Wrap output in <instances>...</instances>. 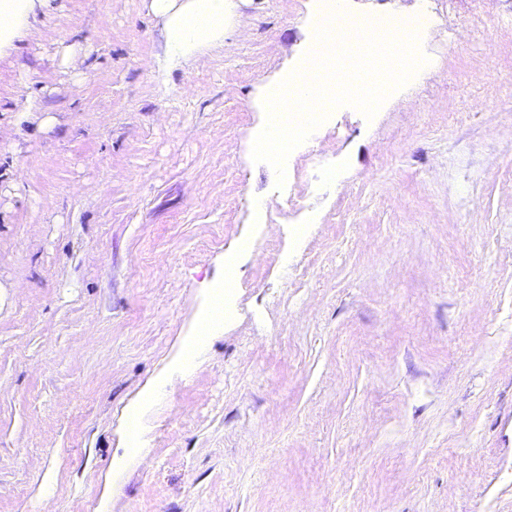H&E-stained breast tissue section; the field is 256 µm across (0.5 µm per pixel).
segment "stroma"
<instances>
[{"mask_svg":"<svg viewBox=\"0 0 512 512\" xmlns=\"http://www.w3.org/2000/svg\"><path fill=\"white\" fill-rule=\"evenodd\" d=\"M149 4L47 0L0 57V512H512V0H342L431 16L427 65L282 185L261 87L318 0H229L173 69ZM224 292L216 293L207 309L200 316L194 336L186 340L180 351V358L183 361L191 359L200 348V345L209 337L212 328L217 323L224 322Z\"/></svg>","mask_w":512,"mask_h":512,"instance_id":"stroma-1","label":"stroma"}]
</instances>
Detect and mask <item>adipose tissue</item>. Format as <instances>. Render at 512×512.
Listing matches in <instances>:
<instances>
[{"instance_id":"1","label":"adipose tissue","mask_w":512,"mask_h":512,"mask_svg":"<svg viewBox=\"0 0 512 512\" xmlns=\"http://www.w3.org/2000/svg\"><path fill=\"white\" fill-rule=\"evenodd\" d=\"M45 0H0V52L12 49ZM163 20L166 66L181 65L224 41L226 0H151Z\"/></svg>"}]
</instances>
